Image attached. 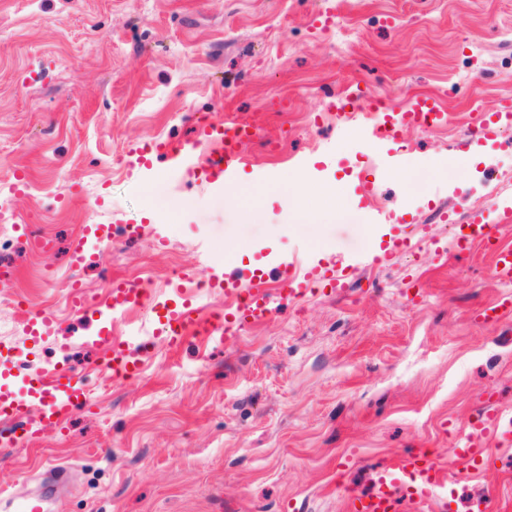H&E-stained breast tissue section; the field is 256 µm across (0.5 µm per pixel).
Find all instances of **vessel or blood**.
<instances>
[{"mask_svg":"<svg viewBox=\"0 0 512 512\" xmlns=\"http://www.w3.org/2000/svg\"><path fill=\"white\" fill-rule=\"evenodd\" d=\"M444 112L435 100L419 98L405 111L386 112L378 126L363 130L364 139H397L405 128H417L442 122ZM256 126L242 119L224 122L205 119L198 124L197 142H155L151 150L166 156L177 168L190 167L195 184L202 190L211 189L233 192V175L240 170L248 145L262 141ZM108 244L112 241V228L105 224L85 225L72 239L70 252L75 263L86 259L89 242ZM481 245L494 254L499 265L501 280L512 282V248L504 246L495 225L472 224L456 245L468 250ZM224 269L218 270L208 281V289L219 292L234 301L232 311L217 316L203 314L195 297L187 295L182 285L194 277L192 269L178 273L177 284L172 290L157 296L142 283L132 280L113 282L105 302L75 301L78 313L83 315L108 314L118 319L134 308L147 307L157 325L156 332L163 336L168 346H180L191 336L208 337L226 334L231 325L242 326L267 320L273 313V297L263 276L242 280L228 274L232 258H225ZM345 267L329 264L323 270L302 267L289 261L280 264L276 277L283 293L299 297L311 291L315 282L323 280L331 287H345ZM480 317L487 323H498L512 317V297L506 296L484 307ZM98 342L105 349L102 360L104 370L113 379L125 380L139 376L143 369L141 359L135 358L123 342L112 336L111 329H104ZM90 407L88 391L83 380L69 369L58 368L50 375L36 374L27 382L26 398L17 397L13 391L0 385V419L21 423L20 434L9 437L10 446L22 449L30 446L44 429L62 425L72 411ZM501 416L496 408L484 405L479 408L461 443L453 445L451 455L456 463L466 469L479 471L494 462L492 446H511L512 431L500 425ZM451 475V466L441 463L434 452L420 448L401 453L385 465L373 469V486L370 492H349L346 497L347 512H419L443 491Z\"/></svg>","mask_w":512,"mask_h":512,"instance_id":"b4317fda","label":"vessel or blood"}]
</instances>
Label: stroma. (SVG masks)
I'll return each instance as SVG.
<instances>
[{
  "label": "stroma",
  "mask_w": 512,
  "mask_h": 512,
  "mask_svg": "<svg viewBox=\"0 0 512 512\" xmlns=\"http://www.w3.org/2000/svg\"><path fill=\"white\" fill-rule=\"evenodd\" d=\"M325 0H0V348L22 377L66 365L83 375L94 412L74 413L33 449L0 445V512L43 486L49 512H345L347 487L400 453L445 455L487 399L512 415V320L481 309L512 293L480 246L454 248L458 225H499L512 206V128L473 137L474 118L512 98V0H335V29L313 28ZM364 87L337 120L343 88ZM446 114L427 131L367 143L371 102L404 109L419 96ZM243 118L282 139L246 150L235 196L172 178L165 158L136 151L194 140L196 119ZM444 164L429 171L432 158ZM428 170L420 193L395 178ZM298 176L288 206L255 186ZM374 180L369 198L361 178ZM335 190L333 214L318 193ZM379 209L387 223L367 220ZM165 243L125 244L130 216ZM112 227V245L73 269L71 237ZM422 237L394 250L404 225ZM233 254L247 279L307 251L350 267V288L275 300L265 322L225 337L155 341L139 377L99 365L101 321L75 315L68 284L104 296L115 279L162 290L176 271ZM382 257L372 266L373 257ZM46 313L39 339L9 298ZM483 474L457 469L447 512H512V447Z\"/></svg>",
  "instance_id": "35a3bbf8"
}]
</instances>
